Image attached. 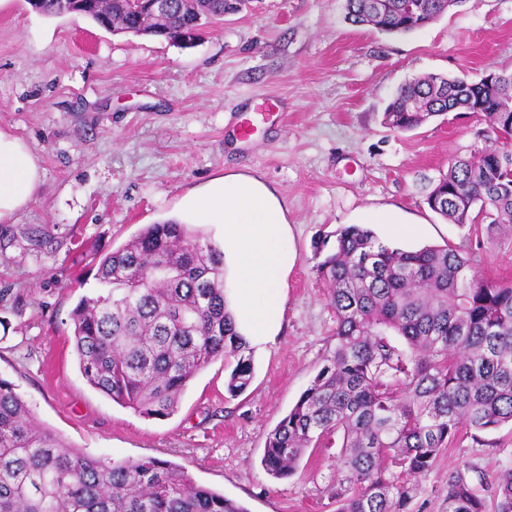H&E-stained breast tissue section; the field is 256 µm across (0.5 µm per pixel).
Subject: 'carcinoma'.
<instances>
[{
    "instance_id": "obj_1",
    "label": "carcinoma",
    "mask_w": 512,
    "mask_h": 512,
    "mask_svg": "<svg viewBox=\"0 0 512 512\" xmlns=\"http://www.w3.org/2000/svg\"><path fill=\"white\" fill-rule=\"evenodd\" d=\"M251 0H172L156 17L138 0H38L46 16L79 15L102 29L168 41L197 36ZM465 0H345L346 19L408 35ZM463 109L496 134L448 167L426 197L454 224H512V72L462 84L443 74L410 81L383 113L408 132ZM316 266L336 313L333 344L311 385L268 434L262 458L274 479L293 476L310 448L341 438L336 512H406L418 479L460 426L512 424V282L481 281L459 248L407 251L357 224L333 232ZM93 292L70 312L86 382L147 418L173 415L194 377L234 359L235 398L252 382V350L235 329L224 291V250L174 220L148 224L99 260ZM493 509L460 470L448 476L445 512H512V469L493 483ZM0 512H248L158 457L91 456L37 421L0 378Z\"/></svg>"
}]
</instances>
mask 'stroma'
Here are the masks:
<instances>
[{"instance_id": "1", "label": "stroma", "mask_w": 512, "mask_h": 512, "mask_svg": "<svg viewBox=\"0 0 512 512\" xmlns=\"http://www.w3.org/2000/svg\"><path fill=\"white\" fill-rule=\"evenodd\" d=\"M512 71V0H464L426 28L386 35L345 19L344 0H253L193 46L111 34L27 0L0 12V129L37 156L43 181L0 223V378L39 422L88 454L155 456L249 512H336V448L308 450L295 475L271 478L268 433L309 387L336 324L316 246L339 225L390 208L417 224L400 248L452 245L480 278L512 280V228L452 224L425 199L449 162L491 131L456 111L409 132L383 123L404 83L430 73L479 80ZM229 172L256 175L284 199L297 262L283 329L254 354L248 390L230 397L216 360L177 412L148 419L91 388L69 314L96 285L97 256L177 212L189 189ZM512 469V425L455 441L418 481L409 512H445L448 476Z\"/></svg>"}]
</instances>
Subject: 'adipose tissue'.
Wrapping results in <instances>:
<instances>
[{
  "label": "adipose tissue",
  "instance_id": "ef3b65f1",
  "mask_svg": "<svg viewBox=\"0 0 512 512\" xmlns=\"http://www.w3.org/2000/svg\"><path fill=\"white\" fill-rule=\"evenodd\" d=\"M41 180L27 143L0 129V221L28 205ZM278 193L256 176L229 173L187 192L176 219L214 225L224 241V273L237 332L260 348L278 336L285 318L288 273L296 262L291 227Z\"/></svg>",
  "mask_w": 512,
  "mask_h": 512
}]
</instances>
